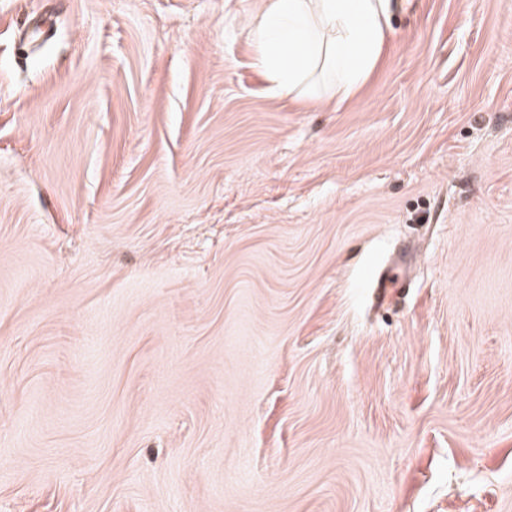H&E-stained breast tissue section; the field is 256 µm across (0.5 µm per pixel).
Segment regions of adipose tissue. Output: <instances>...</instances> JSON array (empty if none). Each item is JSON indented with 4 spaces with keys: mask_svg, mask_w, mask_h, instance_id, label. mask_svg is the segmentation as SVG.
Instances as JSON below:
<instances>
[{
    "mask_svg": "<svg viewBox=\"0 0 512 512\" xmlns=\"http://www.w3.org/2000/svg\"><path fill=\"white\" fill-rule=\"evenodd\" d=\"M388 27L389 0H265L250 33L272 94L314 96L321 71L346 98L376 67Z\"/></svg>",
    "mask_w": 512,
    "mask_h": 512,
    "instance_id": "1",
    "label": "adipose tissue"
}]
</instances>
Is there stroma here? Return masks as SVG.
<instances>
[{"instance_id":"35a3bbf8","label":"stroma","mask_w":512,"mask_h":512,"mask_svg":"<svg viewBox=\"0 0 512 512\" xmlns=\"http://www.w3.org/2000/svg\"><path fill=\"white\" fill-rule=\"evenodd\" d=\"M261 6L0 0V512H512V0L319 102ZM400 270H402V268L399 266L391 268L378 267L371 279L373 288H377L383 295L391 288H400L402 284Z\"/></svg>"}]
</instances>
